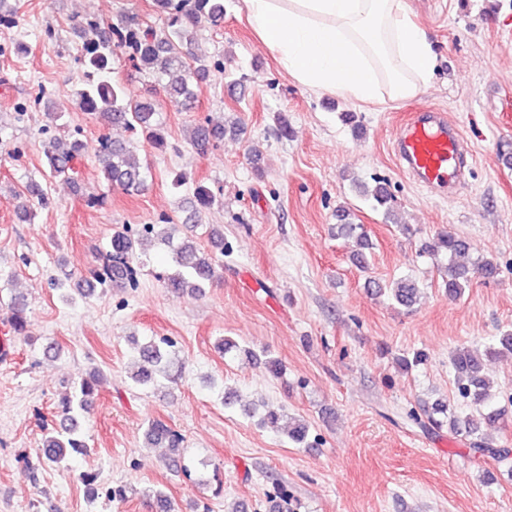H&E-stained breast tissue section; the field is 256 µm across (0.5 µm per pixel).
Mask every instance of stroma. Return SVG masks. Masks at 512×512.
I'll list each match as a JSON object with an SVG mask.
<instances>
[{"instance_id": "35a3bbf8", "label": "stroma", "mask_w": 512, "mask_h": 512, "mask_svg": "<svg viewBox=\"0 0 512 512\" xmlns=\"http://www.w3.org/2000/svg\"><path fill=\"white\" fill-rule=\"evenodd\" d=\"M405 3L437 68L413 100L361 104L288 77L247 26L243 0H224L223 26L198 33L200 52L223 60L224 70L200 82L196 111L160 101L167 146L141 142L153 165L145 189L131 194L100 173L101 127L76 100L81 42L72 18L158 28L153 0H16V24L0 26V332L11 348L0 361V512H151V489L168 494L172 512H229L241 503L267 512L276 480L299 512H512V459L495 462L406 417L439 398L468 411L452 352L486 348L512 329V165L503 160L512 154V0ZM41 87L61 108L59 119L33 104ZM427 107L446 113L470 148L462 183L436 195L394 153L404 116ZM345 112L358 126L342 120ZM207 116L239 120L241 131L200 153L184 134ZM48 134H76L85 144L69 179L49 175ZM179 173L187 181L177 188ZM32 179L49 186L51 203L23 222L15 194ZM379 182L392 196L386 209L361 192ZM199 183L218 202L201 213L197 241L207 244L217 225L229 244L212 287L169 291L171 251L158 243L141 260L136 288L65 301L58 280L94 268L113 228L164 216L182 223ZM91 197L98 206H87ZM342 207L373 243L368 271L333 234ZM446 227L471 256L495 258L499 276L474 278L461 297H449L436 260L422 250ZM404 276L421 291L410 309L365 286L370 277ZM15 290L29 302L23 336L10 327ZM160 336L179 343L181 379L162 392L134 387L131 338ZM224 337L239 351L219 353ZM49 340L62 346L60 359L43 356L39 345ZM254 351L281 361V374L266 375ZM417 351L424 363L399 374L394 356ZM94 366L104 374L101 392L81 419L90 454L27 469L62 392ZM229 391L237 394L230 405ZM261 400L282 410L281 429L249 416L247 405ZM154 417L183 434L192 461H207L202 479L173 475L163 449L145 446ZM298 419L308 422L314 447L289 441L286 428ZM87 471L101 484L127 486L126 500L91 493Z\"/></svg>"}]
</instances>
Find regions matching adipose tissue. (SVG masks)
<instances>
[{
    "label": "adipose tissue",
    "instance_id": "1",
    "mask_svg": "<svg viewBox=\"0 0 512 512\" xmlns=\"http://www.w3.org/2000/svg\"><path fill=\"white\" fill-rule=\"evenodd\" d=\"M246 19L281 69L357 102L407 100L437 65L404 0H244Z\"/></svg>",
    "mask_w": 512,
    "mask_h": 512
}]
</instances>
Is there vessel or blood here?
Segmentation results:
<instances>
[{"instance_id": "1", "label": "vessel or blood", "mask_w": 512, "mask_h": 512, "mask_svg": "<svg viewBox=\"0 0 512 512\" xmlns=\"http://www.w3.org/2000/svg\"><path fill=\"white\" fill-rule=\"evenodd\" d=\"M395 152L413 180L433 191L447 187L465 157L455 125L443 113L431 108L410 113L396 133Z\"/></svg>"}]
</instances>
